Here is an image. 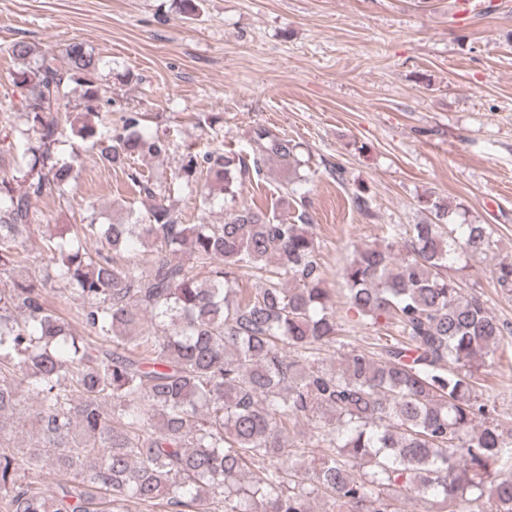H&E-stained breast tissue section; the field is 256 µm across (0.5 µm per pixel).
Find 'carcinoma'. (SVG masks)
I'll return each mask as SVG.
<instances>
[{
    "label": "carcinoma",
    "mask_w": 512,
    "mask_h": 512,
    "mask_svg": "<svg viewBox=\"0 0 512 512\" xmlns=\"http://www.w3.org/2000/svg\"><path fill=\"white\" fill-rule=\"evenodd\" d=\"M12 57L30 61L17 41ZM66 65H27L16 131L17 174L0 180V512H512V424L481 399L478 368L512 335L463 287L457 260L495 247L486 224H458L446 204L355 252L341 279L358 320L385 331L344 354L306 211L237 209L222 224H183L159 201L112 224H63L33 246L46 191L76 181L65 133L153 194L134 168L169 141L139 113L96 124L105 91L82 42ZM79 97L83 112L68 110ZM252 164L186 150L177 178L206 174L235 196L237 176L277 161L300 164L298 145L259 126ZM153 259L123 255L136 246ZM81 304L87 334L51 306L30 251ZM512 291V261L494 270ZM245 278L261 282L239 287ZM312 428L285 440L287 424ZM32 430L29 446L12 442ZM50 468L56 488L30 478Z\"/></svg>",
    "instance_id": "cac0c4a2"
}]
</instances>
